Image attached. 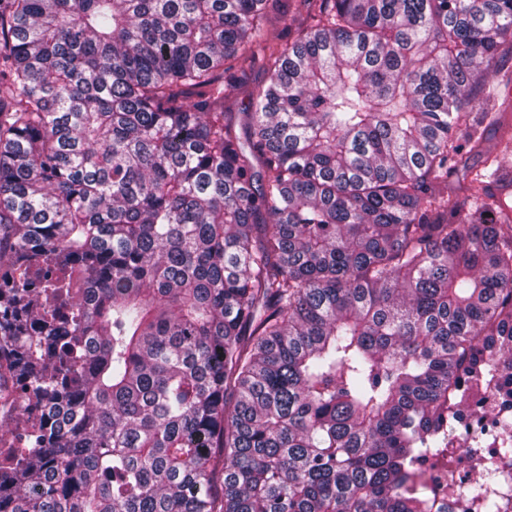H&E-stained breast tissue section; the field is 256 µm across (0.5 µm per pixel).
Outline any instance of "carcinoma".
Here are the masks:
<instances>
[{"label": "carcinoma", "mask_w": 512, "mask_h": 512, "mask_svg": "<svg viewBox=\"0 0 512 512\" xmlns=\"http://www.w3.org/2000/svg\"><path fill=\"white\" fill-rule=\"evenodd\" d=\"M0 0V512H499L427 461L512 427V185L448 186L512 0ZM479 185L471 205L460 191ZM278 2L280 4L277 5V8L283 12L281 14H278V11L273 13V20L267 25L265 31V39L267 43L285 44L291 40L290 31L293 29L290 30V25L292 18L300 20L305 17V7L300 0H281ZM263 44L255 49V55L251 63L238 64L242 73L238 74L237 81L233 85L224 83V98L226 112H236L239 117L236 126L237 133L245 139L248 135L246 117L243 112H251L249 108V93L260 85L266 78V57ZM499 401L491 391H484L470 400V406L456 421L448 443V464H439L434 476L442 485L462 487L469 478L481 470L478 455H466L461 448L463 442L471 448H486L488 441L497 431L492 429L491 420L498 410Z\"/></svg>", "instance_id": "1"}]
</instances>
